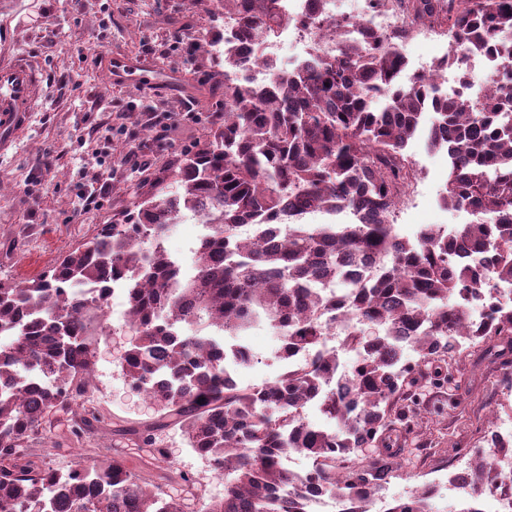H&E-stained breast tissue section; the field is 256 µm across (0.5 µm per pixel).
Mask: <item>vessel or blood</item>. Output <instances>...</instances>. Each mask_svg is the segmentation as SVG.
Wrapping results in <instances>:
<instances>
[{
	"instance_id": "b4317fda",
	"label": "vessel or blood",
	"mask_w": 512,
	"mask_h": 512,
	"mask_svg": "<svg viewBox=\"0 0 512 512\" xmlns=\"http://www.w3.org/2000/svg\"><path fill=\"white\" fill-rule=\"evenodd\" d=\"M100 66L112 83L131 79L151 81L152 76L142 64L109 54L101 55ZM41 85L39 70L26 60L19 59L0 64V136L16 132L26 124Z\"/></svg>"
}]
</instances>
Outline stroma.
Returning a JSON list of instances; mask_svg holds the SVG:
<instances>
[{"instance_id":"1","label":"stroma","mask_w":512,"mask_h":512,"mask_svg":"<svg viewBox=\"0 0 512 512\" xmlns=\"http://www.w3.org/2000/svg\"><path fill=\"white\" fill-rule=\"evenodd\" d=\"M185 35L176 42L174 32ZM224 32L218 0H9L0 8V61L24 58L41 71L42 89L26 125L0 148V280L23 284L39 277L58 258L92 236L98 225L122 222L134 197H148L182 156L224 122V70L209 51ZM140 59L169 82L145 86L109 83L99 56ZM422 173L411 200L393 216L396 231L410 238L421 225L448 228L469 222L464 211L444 208L440 196L448 154L413 141L410 150ZM149 160L136 170L133 158ZM111 173L90 210L79 194L100 169ZM206 228L187 217L164 240L183 265ZM125 305L108 308L103 329L90 343L96 352L92 400L86 408L59 412L47 437L35 440L26 459L38 468L67 470L76 454L118 459L137 477L174 497L187 512H205L224 494V478L186 442L179 428L155 431L154 445L127 435L145 429L158 412L131 389L119 367L129 340ZM258 362L239 372L240 386L274 379L271 349L280 345L267 324L249 333ZM414 390L429 405L447 406L443 417L420 430H399L400 467L384 492L385 501L404 498L426 483L437 484L439 512H456L448 496V447L472 417L512 414V367L472 349L442 383L430 366L419 367ZM98 418L94 433L77 437L76 421Z\"/></svg>"}]
</instances>
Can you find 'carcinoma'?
<instances>
[{
    "instance_id": "carcinoma-1",
    "label": "carcinoma",
    "mask_w": 512,
    "mask_h": 512,
    "mask_svg": "<svg viewBox=\"0 0 512 512\" xmlns=\"http://www.w3.org/2000/svg\"><path fill=\"white\" fill-rule=\"evenodd\" d=\"M402 16L447 27L448 56L400 83L395 39L357 22L312 14L308 23L335 50L289 69L275 58L249 75L250 48L296 25L282 0H224L234 25L211 43L224 60V125L187 152L171 181L134 205L125 224H100L25 286L0 281V512H183L149 490L117 459L84 457L63 473L18 460L46 435V418L80 406L92 389L87 342L91 306L75 284L123 287L131 336L120 357L129 385L159 418L149 431L177 426L224 476V497L206 512H305L306 494L350 500V512H376V476L399 468L389 441L411 418L398 409L415 369L439 376L456 348L470 344L504 357L512 351V309L466 329V302L491 279L512 282V59L482 100L438 97L433 86L467 55H497L512 44V0H397ZM436 111L430 147H445L450 170L441 203L465 210L448 241L435 224L413 239L390 217L415 178L407 147L424 111ZM352 213V224H304L299 213ZM207 233L193 272L163 242L185 213ZM264 322L284 351H312L339 329L336 350L283 374L263 390L224 372V346ZM358 357L340 371L339 352ZM418 360L410 362L408 352ZM314 404L328 426L305 419ZM366 444L376 447L363 454ZM294 449L316 463L302 480L281 467ZM468 506L485 494L512 495V475L490 457L471 456ZM385 512H435L422 485Z\"/></svg>"
}]
</instances>
